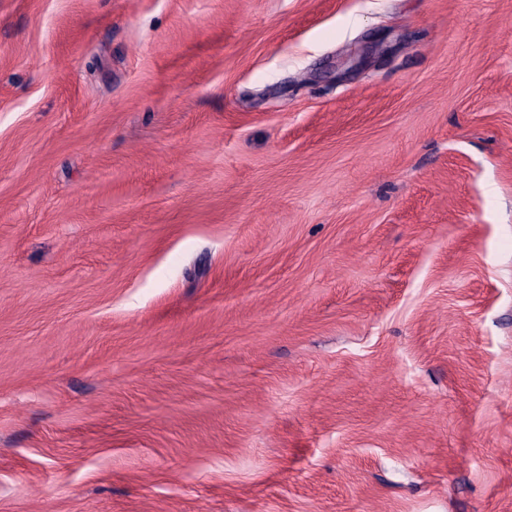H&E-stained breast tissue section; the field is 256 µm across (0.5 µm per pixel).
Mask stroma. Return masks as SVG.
I'll use <instances>...</instances> for the list:
<instances>
[{
	"label": "stroma",
	"instance_id": "obj_1",
	"mask_svg": "<svg viewBox=\"0 0 512 512\" xmlns=\"http://www.w3.org/2000/svg\"><path fill=\"white\" fill-rule=\"evenodd\" d=\"M0 512H512V0H0Z\"/></svg>",
	"mask_w": 512,
	"mask_h": 512
}]
</instances>
